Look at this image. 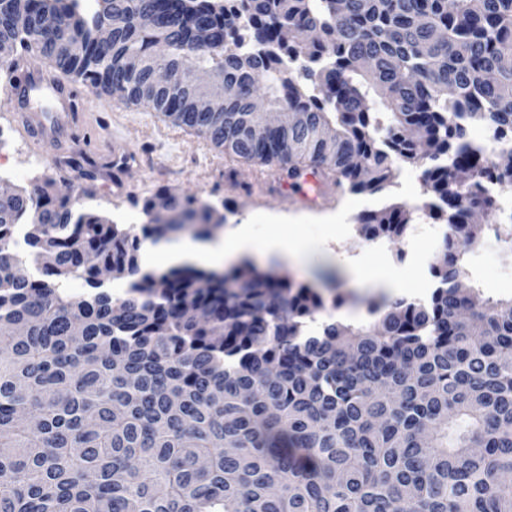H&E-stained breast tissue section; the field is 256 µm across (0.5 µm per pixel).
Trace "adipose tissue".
<instances>
[{
	"mask_svg": "<svg viewBox=\"0 0 512 512\" xmlns=\"http://www.w3.org/2000/svg\"><path fill=\"white\" fill-rule=\"evenodd\" d=\"M295 216L272 214L263 217L267 228L264 236H257L251 224L228 225L224 233L212 239H184L167 237L158 243L144 244L143 267L147 270H164L183 264L221 272L245 259L269 262H287L299 259L309 247L303 239L283 233L282 227L295 223ZM347 269L355 281H374L388 298L404 296L397 275L372 264L369 255L363 254L347 261Z\"/></svg>",
	"mask_w": 512,
	"mask_h": 512,
	"instance_id": "adipose-tissue-1",
	"label": "adipose tissue"
}]
</instances>
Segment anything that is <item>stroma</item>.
I'll list each match as a JSON object with an SVG mask.
<instances>
[{
	"label": "stroma",
	"mask_w": 512,
	"mask_h": 512,
	"mask_svg": "<svg viewBox=\"0 0 512 512\" xmlns=\"http://www.w3.org/2000/svg\"><path fill=\"white\" fill-rule=\"evenodd\" d=\"M5 108V101L0 100V136L9 146L8 155L0 161V187H28L51 178L57 193L72 196L78 207L98 211L115 223L126 215L146 223L143 202L162 187L196 195L214 208L216 219L225 225L253 222L269 213L346 211L347 220L333 230L309 223L288 224L284 230L325 240V250L302 258L292 276L298 282L313 275L326 278L345 294L348 302L339 314L348 324L365 322V301L371 298L374 286L353 283L341 268L344 259L371 253L379 266L400 272L403 287L416 294H427L435 285L429 268L434 243L442 238L445 227L422 211L426 196L418 166L395 162L392 198L411 209L413 220L403 238L374 247L358 235L355 217L364 209L377 207L376 196L332 186L326 196L308 201L302 186H285L280 168L224 155L194 132L172 127L151 109L116 101L108 104L90 89L78 88L73 120L63 125L41 152L24 141L6 117ZM81 153L97 167L98 179L90 187L69 165ZM116 153L129 158L117 177L112 174ZM465 260L470 282L481 298L512 297V245L497 238L494 225L483 224L480 238Z\"/></svg>",
	"instance_id": "1"
}]
</instances>
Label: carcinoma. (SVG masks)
<instances>
[{
  "mask_svg": "<svg viewBox=\"0 0 512 512\" xmlns=\"http://www.w3.org/2000/svg\"><path fill=\"white\" fill-rule=\"evenodd\" d=\"M95 2L0 0V44L354 193L421 157L423 209L450 232L429 300L370 299L377 319L353 326L343 295L249 260L141 272L146 241L211 234L193 196L158 189L135 234L51 179L0 198V512H512V298L480 300L465 268L472 214L503 223L512 193L484 146L512 158V0ZM198 70L223 110L196 109ZM260 92L293 119L266 124ZM159 204L187 221L155 223ZM410 220L386 202L357 231L392 240Z\"/></svg>",
  "mask_w": 512,
  "mask_h": 512,
  "instance_id": "1",
  "label": "carcinoma"
}]
</instances>
